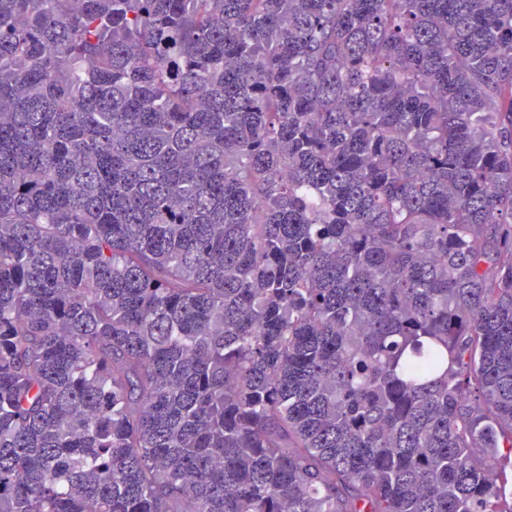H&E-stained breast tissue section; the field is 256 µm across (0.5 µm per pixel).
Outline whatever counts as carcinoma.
Segmentation results:
<instances>
[{
	"instance_id": "cac0c4a2",
	"label": "carcinoma",
	"mask_w": 512,
	"mask_h": 512,
	"mask_svg": "<svg viewBox=\"0 0 512 512\" xmlns=\"http://www.w3.org/2000/svg\"><path fill=\"white\" fill-rule=\"evenodd\" d=\"M512 0H0V512H512Z\"/></svg>"
}]
</instances>
